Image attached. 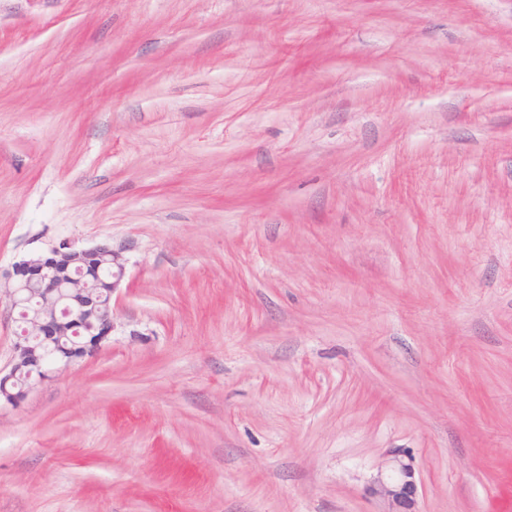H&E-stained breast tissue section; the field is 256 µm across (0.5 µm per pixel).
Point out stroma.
<instances>
[{
    "instance_id": "1",
    "label": "stroma",
    "mask_w": 512,
    "mask_h": 512,
    "mask_svg": "<svg viewBox=\"0 0 512 512\" xmlns=\"http://www.w3.org/2000/svg\"><path fill=\"white\" fill-rule=\"evenodd\" d=\"M61 243L115 329L0 512H512V0H0V272ZM396 477L390 482L379 481L375 493L383 497L392 507L386 512H416L417 480L414 463L399 456L393 459Z\"/></svg>"
}]
</instances>
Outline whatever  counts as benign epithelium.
Segmentation results:
<instances>
[{
  "label": "benign epithelium",
  "mask_w": 512,
  "mask_h": 512,
  "mask_svg": "<svg viewBox=\"0 0 512 512\" xmlns=\"http://www.w3.org/2000/svg\"><path fill=\"white\" fill-rule=\"evenodd\" d=\"M112 265V279L103 281L113 297L125 275L120 253L110 245L77 249L62 244L51 256H32L15 263L5 286L11 306L19 311L36 296L41 309L31 327L17 332L13 356L0 368V403L14 405L16 381L25 379L27 394L52 373L98 350L112 336V301L104 304L88 292L87 277ZM396 477L374 488L392 507V512H416V470L412 460L394 457Z\"/></svg>",
  "instance_id": "7a95c632"
}]
</instances>
